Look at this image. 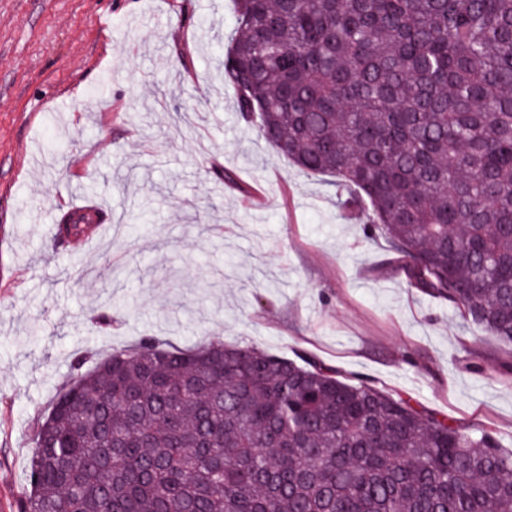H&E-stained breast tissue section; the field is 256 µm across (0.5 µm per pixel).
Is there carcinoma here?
<instances>
[{
  "mask_svg": "<svg viewBox=\"0 0 512 512\" xmlns=\"http://www.w3.org/2000/svg\"><path fill=\"white\" fill-rule=\"evenodd\" d=\"M235 2V111L512 344V0ZM89 359L36 421L19 512H512L490 432L307 357L143 338Z\"/></svg>",
  "mask_w": 512,
  "mask_h": 512,
  "instance_id": "1",
  "label": "carcinoma"
}]
</instances>
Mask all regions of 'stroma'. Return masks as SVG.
<instances>
[{
  "label": "stroma",
  "mask_w": 512,
  "mask_h": 512,
  "mask_svg": "<svg viewBox=\"0 0 512 512\" xmlns=\"http://www.w3.org/2000/svg\"><path fill=\"white\" fill-rule=\"evenodd\" d=\"M234 23V0H0V512L74 356L145 337L308 357L512 451V347L238 117ZM85 205L102 231L57 243Z\"/></svg>",
  "instance_id": "1"
}]
</instances>
